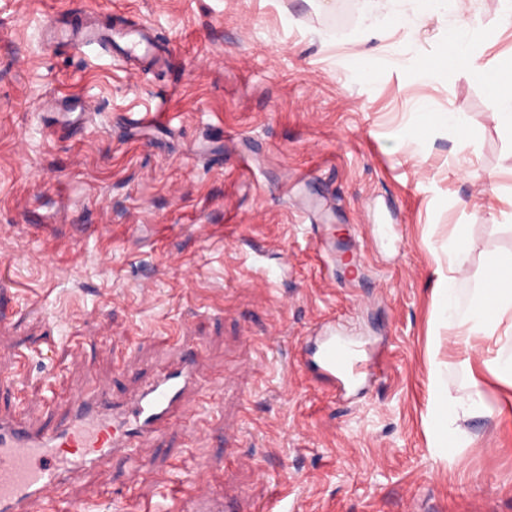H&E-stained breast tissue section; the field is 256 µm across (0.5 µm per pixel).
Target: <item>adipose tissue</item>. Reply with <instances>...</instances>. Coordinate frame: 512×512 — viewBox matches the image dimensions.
I'll return each instance as SVG.
<instances>
[{
  "mask_svg": "<svg viewBox=\"0 0 512 512\" xmlns=\"http://www.w3.org/2000/svg\"><path fill=\"white\" fill-rule=\"evenodd\" d=\"M465 231H458L448 259V268L439 272L436 283L439 313L449 328L459 335L494 334L503 316L512 313V257L493 259L477 297L468 309H461L455 289L456 274L467 261ZM485 404L479 388H472L468 398L453 394L450 386L436 382L433 390L430 421V449L434 456L449 458L459 446L453 424L462 410L481 411Z\"/></svg>",
  "mask_w": 512,
  "mask_h": 512,
  "instance_id": "obj_1",
  "label": "adipose tissue"
}]
</instances>
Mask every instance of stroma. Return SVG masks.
<instances>
[{"mask_svg": "<svg viewBox=\"0 0 512 512\" xmlns=\"http://www.w3.org/2000/svg\"><path fill=\"white\" fill-rule=\"evenodd\" d=\"M498 7L470 0L413 41L408 0H0V414L53 427L62 392L124 397L186 336L216 380L187 395L188 427L83 471L70 501L146 512L216 481L252 512H512V382L491 365L512 335L456 341L435 294L459 225L461 306L512 255ZM54 16L147 23L165 62L130 74L50 39ZM453 27L481 72L413 80ZM80 96L84 130L49 123L51 98ZM422 102L467 136L415 139ZM331 318L383 348L386 376L343 395L315 379L303 348ZM438 372L487 406L459 413L447 461L429 450Z\"/></svg>", "mask_w": 512, "mask_h": 512, "instance_id": "obj_1", "label": "stroma"}]
</instances>
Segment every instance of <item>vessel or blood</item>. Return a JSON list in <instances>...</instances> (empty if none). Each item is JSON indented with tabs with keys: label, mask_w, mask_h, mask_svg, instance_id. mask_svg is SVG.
<instances>
[{
	"label": "vessel or blood",
	"mask_w": 512,
	"mask_h": 512,
	"mask_svg": "<svg viewBox=\"0 0 512 512\" xmlns=\"http://www.w3.org/2000/svg\"><path fill=\"white\" fill-rule=\"evenodd\" d=\"M125 57L134 60L151 45L142 30L122 32ZM60 40L108 54L111 39L81 26L60 34ZM311 360L327 384L355 381L361 374H385L386 357L370 358L361 347L327 340ZM207 380L198 365L197 350L188 345L180 358L132 397H113L108 387L71 397L72 415L52 431H42L23 419L0 416V512H71L59 489L86 468L131 459L141 444L165 433L177 416L188 390ZM182 512H241L237 501L209 484L196 486L181 503Z\"/></svg>",
	"instance_id": "b4317fda"
}]
</instances>
